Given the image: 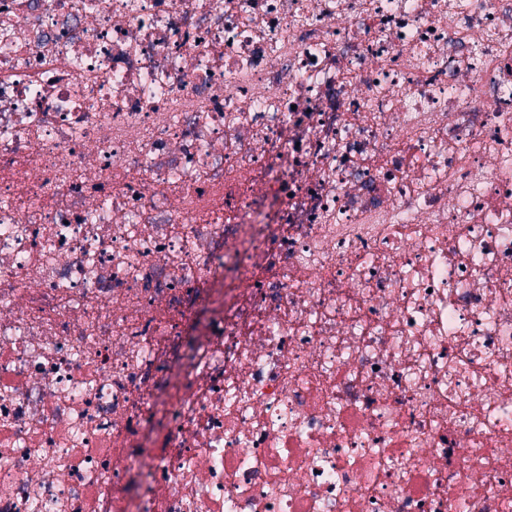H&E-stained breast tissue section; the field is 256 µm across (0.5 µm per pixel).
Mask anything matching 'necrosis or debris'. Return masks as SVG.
Masks as SVG:
<instances>
[{"mask_svg":"<svg viewBox=\"0 0 512 512\" xmlns=\"http://www.w3.org/2000/svg\"><path fill=\"white\" fill-rule=\"evenodd\" d=\"M0 512H512V0H0Z\"/></svg>","mask_w":512,"mask_h":512,"instance_id":"1","label":"necrosis or debris"}]
</instances>
